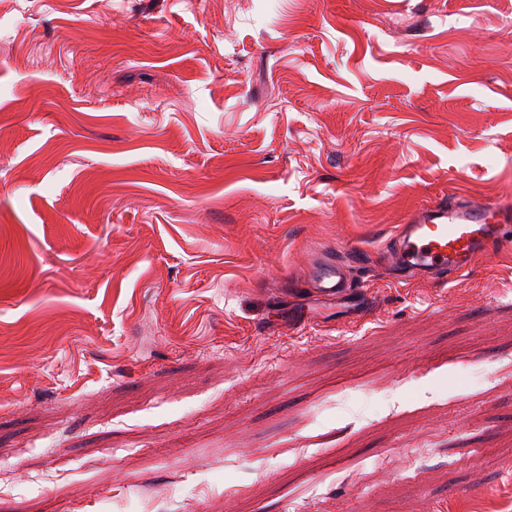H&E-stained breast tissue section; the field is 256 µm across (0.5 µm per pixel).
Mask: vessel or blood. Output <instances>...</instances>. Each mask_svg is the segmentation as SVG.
<instances>
[{
  "mask_svg": "<svg viewBox=\"0 0 512 512\" xmlns=\"http://www.w3.org/2000/svg\"><path fill=\"white\" fill-rule=\"evenodd\" d=\"M512 244V201L476 204L467 194L456 201L420 206L381 248L385 266L396 279L410 283L468 275L477 257ZM345 267L334 256H317L309 276L314 300L332 302L352 296Z\"/></svg>",
  "mask_w": 512,
  "mask_h": 512,
  "instance_id": "b4317fda",
  "label": "vessel or blood"
}]
</instances>
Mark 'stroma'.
Here are the masks:
<instances>
[{
    "label": "stroma",
    "mask_w": 512,
    "mask_h": 512,
    "mask_svg": "<svg viewBox=\"0 0 512 512\" xmlns=\"http://www.w3.org/2000/svg\"><path fill=\"white\" fill-rule=\"evenodd\" d=\"M455 192L512 193V0H0V512L512 502V250L378 258ZM346 268L332 255L317 256L309 275L311 297L322 302H332L354 296L346 279Z\"/></svg>",
    "instance_id": "1"
}]
</instances>
